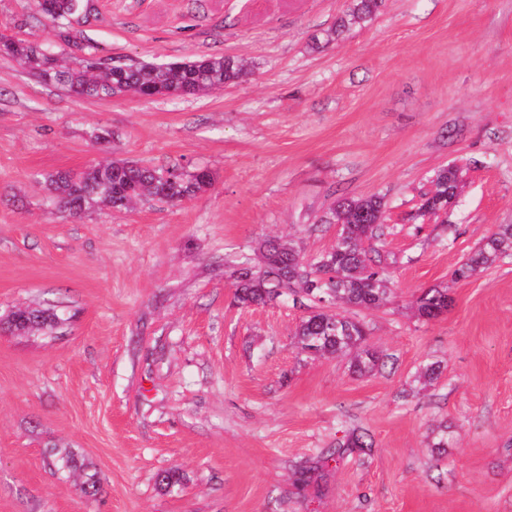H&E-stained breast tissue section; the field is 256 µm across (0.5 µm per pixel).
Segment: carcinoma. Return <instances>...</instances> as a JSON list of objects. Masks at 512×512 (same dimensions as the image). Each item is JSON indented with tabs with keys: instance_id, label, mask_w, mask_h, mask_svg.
I'll return each instance as SVG.
<instances>
[{
	"instance_id": "carcinoma-1",
	"label": "carcinoma",
	"mask_w": 512,
	"mask_h": 512,
	"mask_svg": "<svg viewBox=\"0 0 512 512\" xmlns=\"http://www.w3.org/2000/svg\"><path fill=\"white\" fill-rule=\"evenodd\" d=\"M54 12L47 19L56 35L71 43L75 24L94 16L93 0H53ZM384 0H354L352 8L336 23L334 35L341 37L353 24L371 22ZM7 56L21 60L37 80L53 84L67 93L86 99L104 100L126 93L152 96L197 95L243 79L249 70L243 61L224 55H208L153 64L103 57L91 44L76 46L78 54L58 53L23 39L7 38ZM210 171H186L178 165L151 167L134 161L112 160L85 171L56 172L45 177L48 200L55 209L77 215L91 207L128 211L145 198L180 205L212 186ZM431 189L421 195L419 212L436 218L448 217L456 203L459 168L445 166L430 178ZM385 205L379 196L339 198L318 223L337 226L334 245L308 255L295 242L280 237L258 244V259L241 256L230 273L235 301L242 307L264 305L288 298L307 306L295 331L296 347L312 355H347L353 373L363 375L385 365L389 356L367 345L363 323L334 311L345 305L378 309L390 299V276L370 253L388 234ZM512 252V224H500L467 262L453 271V278L466 281ZM451 303L446 288H428L415 300L418 316L435 318ZM62 314L54 307H16L0 318L15 335L52 336ZM365 432L328 449L325 459L342 458L350 448H370Z\"/></svg>"
}]
</instances>
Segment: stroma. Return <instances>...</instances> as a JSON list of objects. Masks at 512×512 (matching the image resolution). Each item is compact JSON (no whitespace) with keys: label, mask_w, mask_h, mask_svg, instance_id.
Segmentation results:
<instances>
[{"label":"stroma","mask_w":512,"mask_h":512,"mask_svg":"<svg viewBox=\"0 0 512 512\" xmlns=\"http://www.w3.org/2000/svg\"><path fill=\"white\" fill-rule=\"evenodd\" d=\"M350 3L94 0L76 31L101 55L245 60L246 81L194 97L82 100L0 56V315L66 317L53 338L0 330V512H512V254L451 279L512 224V0H385L332 39ZM0 33L58 42L28 0H0ZM98 126L111 144L91 139ZM112 159L214 181L179 206L49 211L44 175ZM451 164L447 222L420 216ZM371 195L393 294L345 314L390 360L359 376L348 357L299 352L305 309L236 306L226 260L269 237L326 250L337 227L318 216ZM434 287L448 310L417 317ZM355 429L372 448L303 483ZM53 448L79 457L96 496ZM171 467L184 480L166 490Z\"/></svg>","instance_id":"stroma-1"}]
</instances>
